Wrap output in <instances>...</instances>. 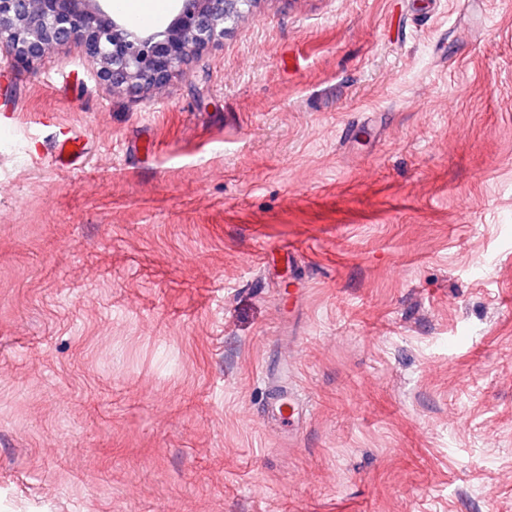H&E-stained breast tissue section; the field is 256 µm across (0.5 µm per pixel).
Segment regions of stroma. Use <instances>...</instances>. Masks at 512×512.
Listing matches in <instances>:
<instances>
[{"label":"stroma","instance_id":"35a3bbf8","mask_svg":"<svg viewBox=\"0 0 512 512\" xmlns=\"http://www.w3.org/2000/svg\"><path fill=\"white\" fill-rule=\"evenodd\" d=\"M0 512H512V0H258L141 96L0 53ZM308 408L297 391L282 386L265 406V413L271 418H278L288 423L299 422L306 415Z\"/></svg>","mask_w":512,"mask_h":512}]
</instances>
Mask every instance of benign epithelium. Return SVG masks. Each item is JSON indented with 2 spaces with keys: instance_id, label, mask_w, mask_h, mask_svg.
<instances>
[{
  "instance_id": "7a95c632",
  "label": "benign epithelium",
  "mask_w": 512,
  "mask_h": 512,
  "mask_svg": "<svg viewBox=\"0 0 512 512\" xmlns=\"http://www.w3.org/2000/svg\"><path fill=\"white\" fill-rule=\"evenodd\" d=\"M255 3L177 0L165 27L145 29L113 12L108 0H0V46L33 63L74 44L112 89L148 94L224 38V23Z\"/></svg>"
}]
</instances>
